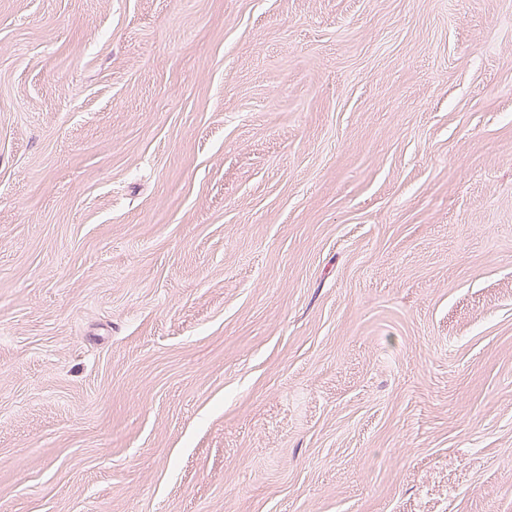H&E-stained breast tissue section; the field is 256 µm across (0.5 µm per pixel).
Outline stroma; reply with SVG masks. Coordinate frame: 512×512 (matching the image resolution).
Instances as JSON below:
<instances>
[{
    "label": "stroma",
    "mask_w": 512,
    "mask_h": 512,
    "mask_svg": "<svg viewBox=\"0 0 512 512\" xmlns=\"http://www.w3.org/2000/svg\"><path fill=\"white\" fill-rule=\"evenodd\" d=\"M0 512H512V0H0Z\"/></svg>",
    "instance_id": "obj_1"
}]
</instances>
